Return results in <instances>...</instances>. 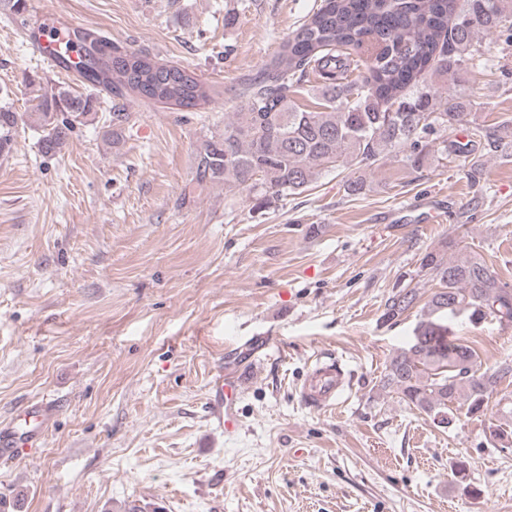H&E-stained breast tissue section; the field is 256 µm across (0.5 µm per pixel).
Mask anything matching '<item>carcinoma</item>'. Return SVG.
Instances as JSON below:
<instances>
[{"label":"carcinoma","mask_w":512,"mask_h":512,"mask_svg":"<svg viewBox=\"0 0 512 512\" xmlns=\"http://www.w3.org/2000/svg\"><path fill=\"white\" fill-rule=\"evenodd\" d=\"M505 33L512 39V0H320L282 41L260 72L238 91L239 111L224 121V131L197 149L195 180L200 185H246L260 205L295 195L324 171H348L346 189L360 195L367 171L389 151L403 162L423 166L429 136L462 121L466 104L440 101L434 80H456L478 66L484 52L478 35ZM81 54V78L116 98L135 96L180 112H205L217 85L195 70L129 50L81 29L73 31ZM322 84V110L303 109L289 92L311 79ZM99 98L64 89L39 97L29 113L41 129L42 151L61 149L74 123L96 111ZM23 116L0 107V152L9 147ZM494 133L473 127L471 139L450 144L464 159L477 141ZM458 248L450 239L425 253L421 271L438 281L425 304L412 343L385 368L382 387L448 427L454 411L467 415L488 410L490 395L512 376V361L480 371L479 354L448 335V321L465 315L474 323L487 318L512 323V288L478 255L445 257ZM418 303L415 290L399 288L384 304L392 321ZM490 441L512 446V430L488 426Z\"/></svg>","instance_id":"obj_1"}]
</instances>
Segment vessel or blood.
I'll return each instance as SVG.
<instances>
[{"instance_id":"vessel-or-blood-1","label":"vessel or blood","mask_w":512,"mask_h":512,"mask_svg":"<svg viewBox=\"0 0 512 512\" xmlns=\"http://www.w3.org/2000/svg\"><path fill=\"white\" fill-rule=\"evenodd\" d=\"M17 21L24 29L30 30L38 55L51 65L58 64L62 57L67 56L69 35L79 26L75 18L61 14L41 13L33 21L21 15ZM342 381L343 372L338 360H317L301 387V399L305 405L319 411L333 409ZM243 384L244 380L239 375L216 384L213 407L218 424L225 430L237 426L234 403L243 392ZM54 412L53 401L45 398L24 406L13 421L0 424V460L13 459L19 449L37 447Z\"/></svg>"}]
</instances>
